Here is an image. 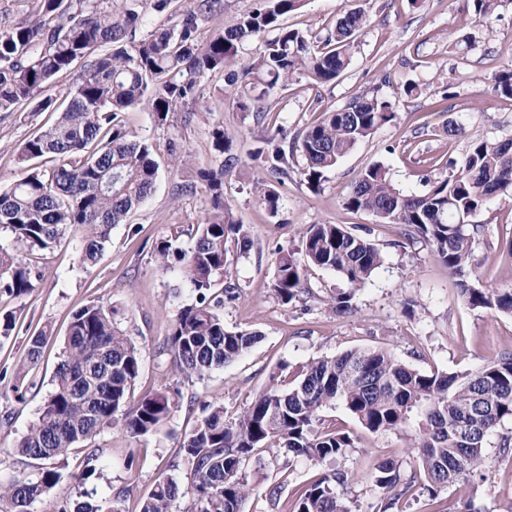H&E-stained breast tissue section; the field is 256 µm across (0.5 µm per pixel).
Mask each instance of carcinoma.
<instances>
[{"label":"carcinoma","mask_w":512,"mask_h":512,"mask_svg":"<svg viewBox=\"0 0 512 512\" xmlns=\"http://www.w3.org/2000/svg\"><path fill=\"white\" fill-rule=\"evenodd\" d=\"M145 0H39L36 14L19 26L0 28V112L31 104L49 112L53 121L29 138L17 154L19 178L0 192V229L16 243L0 248V293L19 297L34 288L28 256L64 241L72 227L83 230L77 257L95 264L111 239L112 227L154 190L157 168L149 146L131 139L122 113L151 102L154 121L168 126L177 112H187L202 97V78L223 73L230 87L239 76L252 77V94L237 107L259 117L270 115L266 91L286 86L303 75L312 86L339 79L352 60V50L367 16L350 9L315 37L282 24L305 0H255L251 10L224 21L209 41L198 37L201 25L215 18L222 0H191L171 8L175 0H151L158 12L170 11L164 27L137 34ZM474 21L491 28L499 0H470ZM273 34L265 50L243 73L232 69L239 45ZM81 65L76 82L62 99L39 97L57 76ZM494 88L512 96V68L494 77ZM391 104L375 93L356 94L341 108L325 110L289 146L264 140L255 158L271 162V171L288 175L289 159L304 160L302 175L310 187L321 186L325 173L381 126L393 121ZM210 191V208L197 225L193 247L184 250L166 240L157 246L158 268L178 266L196 292V302L183 307L172 323L170 346L181 373L202 378L234 362L258 339L249 331L229 330L218 312L235 285L214 291L215 277L230 265V246L242 256L251 251L249 230L224 205V171H199ZM512 190V143L505 139L473 141L448 176L436 180L423 195L405 194L388 180L381 165L362 170L345 206L367 212L385 224H400L422 240L455 278L459 297L472 308L512 316V289L480 288L468 277L472 250L484 232L473 222L487 201ZM254 191L271 216L279 210V194L264 177ZM302 259L278 252L271 284L284 304L305 289L310 268L328 269L348 284L330 297L338 314L353 310V300L384 257L374 242L343 224H311L301 240ZM112 306L92 303L73 312L62 360L54 373V389L39 415L15 444L14 453L30 468L0 484V512H31L54 489L69 466L72 451L101 431L114 427L131 438L158 436L182 399L178 388L133 398L141 368L139 349L113 320ZM47 334L30 336L17 364L12 387L18 403L25 400L30 372L42 358ZM233 418L218 401L202 404L201 419L179 445L189 479L186 489L172 477H159L141 498L139 512H244L249 498L243 462L259 448L285 456L305 457L316 465L346 454L354 439L346 432L323 429L322 413L343 406L372 434L406 432L419 474L401 475L392 460L380 462L369 479L385 492L379 512H393L414 494L418 476L433 498L455 483L479 475L493 476L486 448L498 438L502 455H512V436L500 433L512 421V351H504L474 371H423L383 348L353 349L311 361L290 386L281 371ZM88 449L77 479L99 478ZM352 479L346 471L324 473L310 482L294 503V512H350L339 489ZM190 504L180 509V501ZM58 512H122L103 510L92 500L61 502Z\"/></svg>","instance_id":"obj_1"}]
</instances>
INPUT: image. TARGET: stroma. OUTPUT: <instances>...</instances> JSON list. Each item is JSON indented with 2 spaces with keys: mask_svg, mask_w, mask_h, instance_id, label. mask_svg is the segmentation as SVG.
<instances>
[{
  "mask_svg": "<svg viewBox=\"0 0 512 512\" xmlns=\"http://www.w3.org/2000/svg\"><path fill=\"white\" fill-rule=\"evenodd\" d=\"M357 6L369 23L358 37L349 69L330 85L314 88L298 78L273 89L268 101L277 112L275 121L263 122L254 113L240 111L220 74L203 78L202 98L191 111L178 113L171 126H157L145 103L125 112L132 137L149 144L157 165L152 194L125 223L113 227L94 267L79 264L76 246L82 232L74 228L54 250L32 255L43 277L29 293L0 294V314L11 313L15 321L8 335L0 334V482L24 469L11 451L52 392L71 315L85 305L112 304L117 326L140 350L136 395L165 383L182 393L164 435L132 439L116 429L102 431L94 441L99 478L81 484L71 469H64L59 485L36 502L32 512H56L65 495L88 496L103 506L115 503L122 512H136L138 500L159 476L187 485L177 451L200 418L201 403L222 401L226 416H233L266 386L279 364H286V376L292 380L313 359L378 347L424 371L460 372L477 369L498 352L512 349V317L469 307L423 242L408 238L401 225L381 223L372 214L355 213L344 205L358 174L369 164L381 163L397 188L420 195L427 191L428 179L448 174L450 161L460 160L471 140L512 137V98L493 89L494 75L512 66V0H500L489 31L471 24L469 0H306L282 22L316 33L343 10ZM464 34L470 35L471 48L462 52L456 42ZM409 80L419 84L418 95L404 94ZM376 86L394 105L396 119L327 171L319 189L304 179L301 157L290 160L284 176L251 157L259 141L280 134L294 138L316 121L313 98H321L323 107L339 108L353 94ZM49 120V113L28 105L0 112V191L19 175L20 144ZM451 121L464 127V136L449 138L446 126ZM218 126L229 142L222 154L212 148L211 133ZM174 143L190 152L188 166L172 165ZM201 169L223 170L224 202L254 240L250 253L222 276L236 286L237 296L225 301L220 313L227 328L257 332L259 339L223 369L187 379L177 367L169 334L178 311L195 303L196 294L178 268L158 270L155 251L161 241L171 239L185 249L193 246L210 199L206 181L197 175ZM260 172L280 195L278 216H270L254 191L253 178ZM478 220L485 232L473 249L469 276L485 288H512V198L491 199ZM311 224L346 225L378 244L384 254L383 266L357 292L350 313L336 314L327 303L329 295L347 287L330 270L311 269L308 293L286 305L270 288L277 251H299L300 236ZM39 329L47 332L44 359L34 373V387L25 402L18 403L11 392L17 364L32 332ZM324 417L355 439L353 448L334 463L353 475L342 491L351 512H377L382 493L369 475L384 459L394 460L402 475H410L416 463L409 436L369 433L339 406L326 409ZM487 454L493 482L455 484L433 498L421 493L401 501L396 512H512V457L499 455L492 444ZM244 472L251 486L245 512H289L320 469L305 458L267 450L259 460L247 461ZM276 486L281 493L274 506L269 493Z\"/></svg>",
  "mask_w": 512,
  "mask_h": 512,
  "instance_id": "1",
  "label": "stroma"
}]
</instances>
